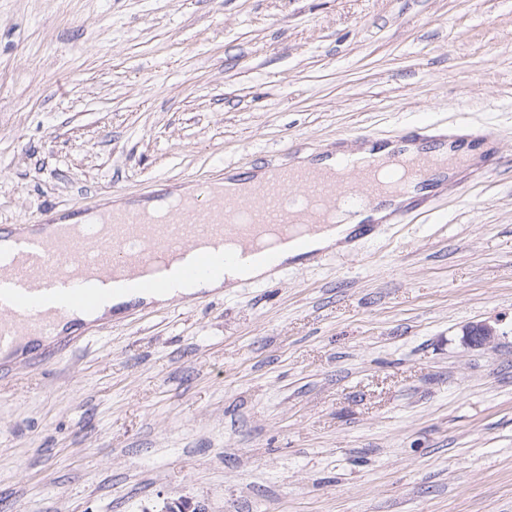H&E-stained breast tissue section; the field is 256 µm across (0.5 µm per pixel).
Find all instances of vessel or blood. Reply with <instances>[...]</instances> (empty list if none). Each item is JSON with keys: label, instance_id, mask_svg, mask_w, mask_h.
<instances>
[{"label": "vessel or blood", "instance_id": "vessel-or-blood-1", "mask_svg": "<svg viewBox=\"0 0 512 512\" xmlns=\"http://www.w3.org/2000/svg\"><path fill=\"white\" fill-rule=\"evenodd\" d=\"M432 120L421 119L398 129L390 152L373 142L368 153L349 152V136L336 141L334 164L302 167L294 147L278 160L265 163L264 179L243 195L219 192L213 182L199 181L192 193L154 195L156 214L136 208H105L88 223L80 213L44 206L31 224L0 226V243L8 249L0 260V354L15 358L0 363V380L16 367L53 362L62 354L86 346L101 334V322H81V313L111 308L129 293L137 297L174 291L188 283L221 281L255 265L281 271L279 249L298 252L307 262L320 259L310 237L327 221L337 202L349 214L403 198L384 221L403 224L414 214L429 211L425 190L446 183L456 193L496 172L495 154L456 179L434 161L447 149L457 156L487 145L495 134L470 130L466 141L431 134ZM279 249L263 248L265 239Z\"/></svg>", "mask_w": 512, "mask_h": 512}]
</instances>
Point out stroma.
<instances>
[{
	"mask_svg": "<svg viewBox=\"0 0 512 512\" xmlns=\"http://www.w3.org/2000/svg\"><path fill=\"white\" fill-rule=\"evenodd\" d=\"M423 115L496 129L500 170L19 369L0 512H512V0H0V225ZM496 327L488 322H477L468 325L463 334V342L474 348H483L493 344L497 338Z\"/></svg>",
	"mask_w": 512,
	"mask_h": 512,
	"instance_id": "obj_1",
	"label": "stroma"
}]
</instances>
